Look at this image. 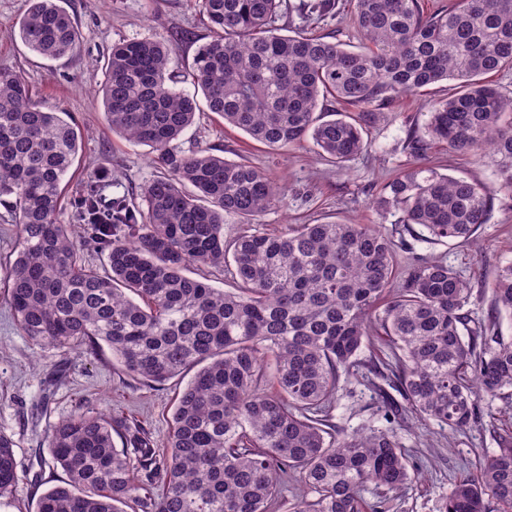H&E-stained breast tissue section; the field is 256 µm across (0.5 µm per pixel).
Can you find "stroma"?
Masks as SVG:
<instances>
[{
    "mask_svg": "<svg viewBox=\"0 0 512 512\" xmlns=\"http://www.w3.org/2000/svg\"><path fill=\"white\" fill-rule=\"evenodd\" d=\"M339 2L337 19L306 20L293 13L279 24L330 33L348 46L358 45L360 38L349 21L350 2ZM65 7L79 26L81 46L74 56L48 60L30 52L18 34L28 0H0V70L20 74L46 107L75 116L83 131L72 166L75 176L105 166L115 177L113 192H140L160 174L161 166L150 147L129 142L108 124L99 95L105 58L122 40L188 32V40L179 43L171 57L170 69L181 76V89L193 92L183 76L196 48L209 39L207 20L195 0H66ZM453 88V82L444 81L407 93L393 106L377 107L375 121L366 126L370 152L340 166L321 159L309 140L285 149L257 143L205 107L185 130L179 146L185 151L199 146L215 149L228 160L264 171L284 190V206L256 218L253 227L260 231L280 230L288 224L350 222L376 224L391 233L393 224L381 222L374 201L385 182L418 162L484 184L493 193L492 208L474 242L432 244L415 238L410 249L397 255L403 267L417 257L437 258L455 267L472 285L468 310L473 319L481 320L492 306L497 268L512 262V191L500 189L487 158L433 144L418 159L404 145L408 126L424 127L428 104L447 98ZM189 379L185 373L147 386L127 377L109 349L92 352L34 345L17 325L7 292L0 288V432L14 442L19 475L11 491L0 498V512H36L39 497L65 480L63 469L43 464L48 456L46 434L76 407L134 417L162 446L175 396ZM385 401V394L374 393L362 379L352 378L341 381L329 415L337 428L348 432L365 425L381 427ZM477 405L478 422L461 430L408 414L395 420L401 445L419 475L400 492L389 512H439L456 482L478 475L480 461L498 449L496 430L512 426V400L482 396Z\"/></svg>",
    "mask_w": 512,
    "mask_h": 512,
    "instance_id": "1",
    "label": "stroma"
}]
</instances>
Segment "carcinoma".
I'll return each mask as SVG.
<instances>
[{
	"label": "carcinoma",
	"instance_id": "1",
	"mask_svg": "<svg viewBox=\"0 0 512 512\" xmlns=\"http://www.w3.org/2000/svg\"><path fill=\"white\" fill-rule=\"evenodd\" d=\"M28 2L19 35L30 51L73 54L80 32L62 0ZM283 2L197 0L212 36L188 77L209 111L271 148L309 137L342 164L370 148L367 107L454 80L425 134L408 129L406 147L418 156L430 139L484 154L512 190V95L488 82L512 70V0H448L430 13L424 0H353L356 49L327 35L279 34ZM335 9L336 0H299L295 13L323 20ZM173 50L165 36L112 45L107 121L158 152L164 173L142 189L139 207L128 193L106 194L112 172L98 168L72 191L71 224L60 213L80 127L44 110L19 74L0 71V203L11 206L19 239L5 283L20 329L35 345H105L146 384L197 368L177 394L164 448L134 418L77 409L51 426L47 464L68 481L43 493L36 512H270L290 472L311 494L293 512H387L411 480L396 430L336 435L325 412L340 380L364 367L358 355L378 329L390 356L371 372L403 399L388 421L410 412L461 429L478 419L479 396L512 390V340L497 332L512 320V262L498 268L491 313L475 323L465 311L471 285L448 263L419 259L395 274L396 248L416 225L434 244L471 240L489 219L491 190L414 164L375 201L395 224L391 236L372 224H289L226 242V219L250 224L283 192L251 165L174 145L199 104L176 88ZM329 102L358 114L324 121ZM89 247L106 255L104 271L83 267ZM191 265L228 269L235 288L187 276ZM13 447L0 433V496L18 478ZM439 512H512L511 431Z\"/></svg>",
	"mask_w": 512,
	"mask_h": 512
}]
</instances>
